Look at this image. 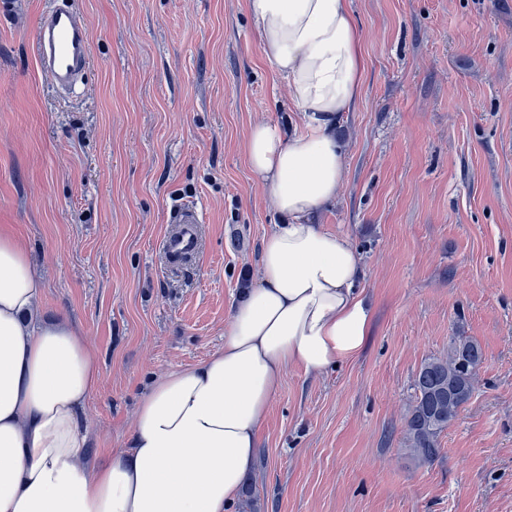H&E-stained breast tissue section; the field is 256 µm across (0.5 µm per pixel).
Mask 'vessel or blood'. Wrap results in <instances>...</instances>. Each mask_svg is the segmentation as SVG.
<instances>
[{"label":"vessel or blood","instance_id":"obj_1","mask_svg":"<svg viewBox=\"0 0 512 512\" xmlns=\"http://www.w3.org/2000/svg\"><path fill=\"white\" fill-rule=\"evenodd\" d=\"M38 64L50 82L66 89L82 79L91 64V51L82 17L74 10L56 8L40 21L35 34ZM174 231L165 240L167 254L176 260L198 249V215L194 208L176 211Z\"/></svg>","mask_w":512,"mask_h":512}]
</instances>
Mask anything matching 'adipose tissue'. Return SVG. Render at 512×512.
Returning a JSON list of instances; mask_svg holds the SVG:
<instances>
[{"label":"adipose tissue","mask_w":512,"mask_h":512,"mask_svg":"<svg viewBox=\"0 0 512 512\" xmlns=\"http://www.w3.org/2000/svg\"><path fill=\"white\" fill-rule=\"evenodd\" d=\"M247 8L300 114L291 131L262 121L247 135L248 164L280 219L264 238L259 282L234 303L223 347L156 381L136 408L128 448L90 467L83 411L97 354L66 323H33L43 281L0 230V512H232L286 370L323 374L368 341L357 253L313 222L340 186L336 126L361 93L354 16L348 0Z\"/></svg>","instance_id":"ef3b65f1"}]
</instances>
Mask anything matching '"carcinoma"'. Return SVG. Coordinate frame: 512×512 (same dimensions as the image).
Returning <instances> with one entry per match:
<instances>
[{"instance_id":"1","label":"carcinoma","mask_w":512,"mask_h":512,"mask_svg":"<svg viewBox=\"0 0 512 512\" xmlns=\"http://www.w3.org/2000/svg\"><path fill=\"white\" fill-rule=\"evenodd\" d=\"M483 361L477 342L455 336L448 357H430L421 364L405 432L408 450L419 461L431 463L438 457L439 437L471 398Z\"/></svg>"}]
</instances>
